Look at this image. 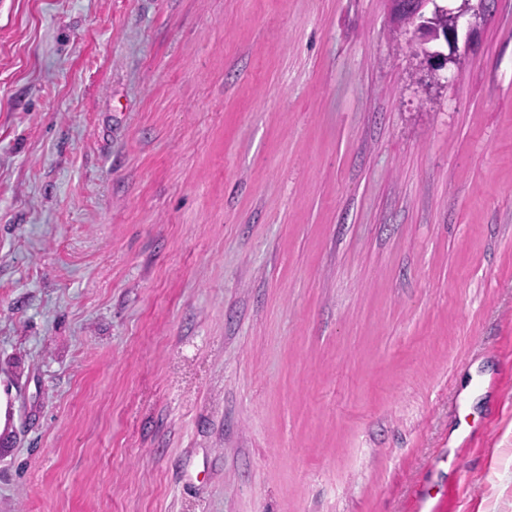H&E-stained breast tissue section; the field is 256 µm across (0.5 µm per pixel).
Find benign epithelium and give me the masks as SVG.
<instances>
[{
  "instance_id": "7a95c632",
  "label": "benign epithelium",
  "mask_w": 512,
  "mask_h": 512,
  "mask_svg": "<svg viewBox=\"0 0 512 512\" xmlns=\"http://www.w3.org/2000/svg\"><path fill=\"white\" fill-rule=\"evenodd\" d=\"M394 12L400 23V32L407 36V42L415 40L421 43L434 42L437 48L427 51L422 58L428 76L436 81L448 79V65L460 63L458 54L459 39L470 42L479 22L484 18L483 5L487 0H461L456 8L443 9L434 5L435 10L448 12V23L440 28L430 22L422 23L413 29L404 21L419 17L430 0H391Z\"/></svg>"
}]
</instances>
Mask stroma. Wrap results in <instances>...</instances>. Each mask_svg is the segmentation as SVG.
<instances>
[{
	"label": "stroma",
	"instance_id": "stroma-1",
	"mask_svg": "<svg viewBox=\"0 0 512 512\" xmlns=\"http://www.w3.org/2000/svg\"><path fill=\"white\" fill-rule=\"evenodd\" d=\"M0 0V512H512V0ZM394 5V12L400 23V32L407 36V44L414 40L421 43L435 42L437 48L423 55L422 64L426 67L428 76L436 81L448 80V65H458V42L464 36L465 43L469 44L471 37L484 18L483 5L487 0H461L456 8L443 9L438 3L434 4L437 12H448V23L442 29L433 23L425 22L413 29L404 24L405 20L419 17L424 9L431 3L430 0H390ZM476 1L474 6L471 2ZM409 52L414 58H419L416 46L409 45Z\"/></svg>",
	"mask_w": 512,
	"mask_h": 512
}]
</instances>
